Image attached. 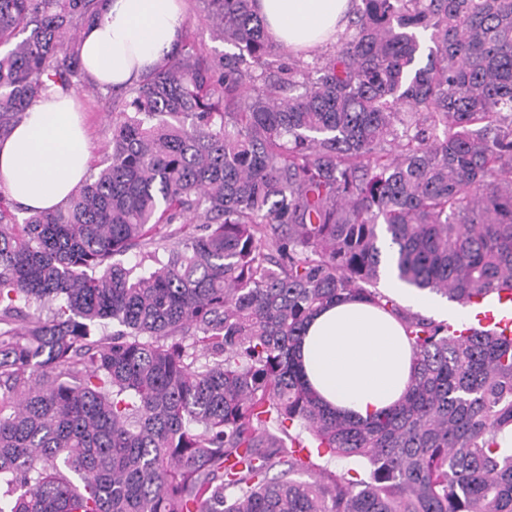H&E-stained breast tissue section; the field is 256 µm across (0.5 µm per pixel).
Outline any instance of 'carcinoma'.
I'll use <instances>...</instances> for the list:
<instances>
[{
    "label": "carcinoma",
    "mask_w": 512,
    "mask_h": 512,
    "mask_svg": "<svg viewBox=\"0 0 512 512\" xmlns=\"http://www.w3.org/2000/svg\"><path fill=\"white\" fill-rule=\"evenodd\" d=\"M120 95L112 152L18 224L0 199V512H512V338L402 310L512 291V0H352L336 51L285 60L252 0H202ZM101 0H0V138L87 85ZM153 246L156 267L116 260ZM395 315L412 384L358 423L306 385L308 318ZM112 322L122 329L98 333ZM299 424L338 460L301 455ZM384 279L382 278L380 281H377V284L375 288H379V290L386 294L389 298H391L400 308L403 310L419 314L421 316H424L426 318H431L436 321H445L449 324H452L453 326H458L463 323H468L469 318L466 320H454L451 318H448L447 312L448 310H455L457 312H463L468 311L469 308L465 306H461L455 302H449L448 299L445 296H441L440 294L431 293L428 290L420 291L415 288H409L405 292L400 294H391L387 293V291L384 288ZM422 294L430 297V302L432 304V307L430 309H424L414 306L412 303L408 302V297L412 294Z\"/></svg>",
    "instance_id": "cac0c4a2"
}]
</instances>
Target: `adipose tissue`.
Returning a JSON list of instances; mask_svg holds the SVG:
<instances>
[{"mask_svg":"<svg viewBox=\"0 0 512 512\" xmlns=\"http://www.w3.org/2000/svg\"><path fill=\"white\" fill-rule=\"evenodd\" d=\"M351 0H255L268 34L296 51L335 43ZM185 0H104L80 34L81 64L98 87L132 85L158 69L183 36ZM75 94L52 87L0 139V182L31 212L59 208L85 181L89 151ZM412 349L378 306L346 298L317 311L301 345L308 384L328 408L355 420L394 406L407 391Z\"/></svg>","mask_w":512,"mask_h":512,"instance_id":"obj_1","label":"adipose tissue"}]
</instances>
